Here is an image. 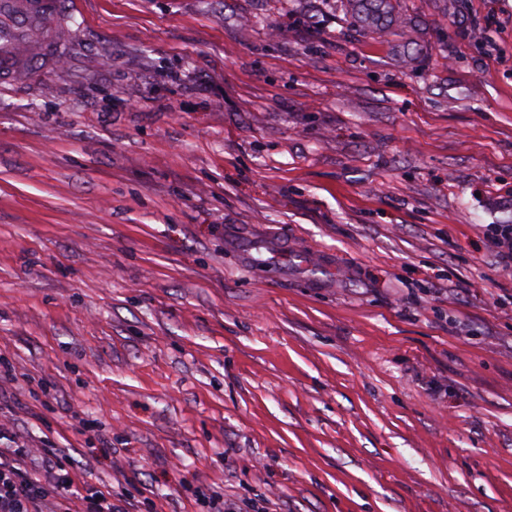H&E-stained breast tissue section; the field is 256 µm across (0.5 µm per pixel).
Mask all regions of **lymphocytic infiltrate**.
I'll use <instances>...</instances> for the list:
<instances>
[{
  "label": "lymphocytic infiltrate",
  "mask_w": 512,
  "mask_h": 512,
  "mask_svg": "<svg viewBox=\"0 0 512 512\" xmlns=\"http://www.w3.org/2000/svg\"><path fill=\"white\" fill-rule=\"evenodd\" d=\"M0 512H131L125 499L110 491L80 492L75 473L66 468L52 444L35 449L16 442L0 418Z\"/></svg>",
  "instance_id": "f902f5d3"
}]
</instances>
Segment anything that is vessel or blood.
<instances>
[{
    "label": "vessel or blood",
    "mask_w": 512,
    "mask_h": 512,
    "mask_svg": "<svg viewBox=\"0 0 512 512\" xmlns=\"http://www.w3.org/2000/svg\"><path fill=\"white\" fill-rule=\"evenodd\" d=\"M63 16L60 0H0V84L58 63Z\"/></svg>",
    "instance_id": "1"
}]
</instances>
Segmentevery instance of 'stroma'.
<instances>
[{"label": "stroma", "mask_w": 512, "mask_h": 512, "mask_svg": "<svg viewBox=\"0 0 512 512\" xmlns=\"http://www.w3.org/2000/svg\"><path fill=\"white\" fill-rule=\"evenodd\" d=\"M388 6L66 0L0 85L20 439L143 512H512V0ZM492 230V244L502 270H512V225L500 224Z\"/></svg>", "instance_id": "stroma-1"}]
</instances>
